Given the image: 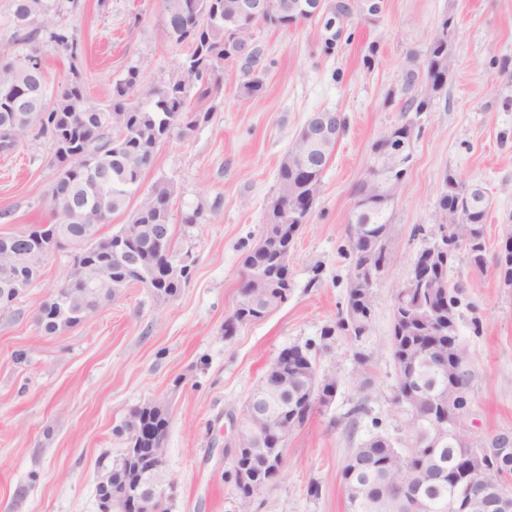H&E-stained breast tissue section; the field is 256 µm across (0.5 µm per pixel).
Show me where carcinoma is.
Here are the masks:
<instances>
[{"label":"carcinoma","mask_w":512,"mask_h":512,"mask_svg":"<svg viewBox=\"0 0 512 512\" xmlns=\"http://www.w3.org/2000/svg\"><path fill=\"white\" fill-rule=\"evenodd\" d=\"M234 0H162V22L166 37L176 43H188L189 53L180 63L176 74L157 92L146 94L141 101L124 100L126 89L133 94L140 91V68L131 65L125 77L117 82L112 91V103L100 107L88 102L78 75L65 82L55 98L47 94L42 75L32 69L29 61L37 52L4 63L0 68V129L18 125L37 131V135L49 140L51 162L56 176L48 189L53 223L37 224L35 228L46 236L55 225L67 221V212L76 210L78 222L92 224L95 230L106 223L113 214L123 210L129 198L139 190L142 173L153 162L160 143L176 135L188 137L196 127L208 118V113L198 111L193 98L204 99L217 93L220 77L213 64L224 59V39L227 36L226 5ZM47 0H13V19L17 31L28 40L35 33L31 26L46 14ZM437 42L426 58L424 73L414 70L406 73L405 85L410 90L428 78L436 67L437 56L448 52V35L436 34ZM46 45L55 51L74 52L77 40L64 28L49 32ZM331 153L324 157L310 156L295 159L290 168L278 169V186L288 181L294 183L299 193H304L305 171L323 170ZM465 184L454 176L443 180L438 198V213L450 217L456 211L462 216L456 229L464 235L474 228L477 237L486 238L488 201L474 194L462 193ZM175 195L169 182H158L145 193L133 212V223L150 228L167 230L168 239L174 240L171 224V203ZM389 203L359 214V223L366 226L365 241L375 244L377 232L387 223ZM153 247L152 239L144 237L133 244L122 242V232L99 237L96 258L112 265V281L122 288L143 283L147 270L132 260H121V252H138L147 255ZM254 255L253 262L262 273L273 274L280 263L274 253ZM187 262L181 278L157 280L153 283L154 294L164 299L175 297L189 279L196 258L191 251H184ZM32 284L34 278L25 272L10 276L0 274V306L13 302L14 282ZM460 287L448 283V287L431 292L419 289L415 300L421 305L436 306L440 303L459 304ZM58 304L50 300L41 304L37 323L50 335L64 329L58 317ZM432 344L438 351L453 356L455 351L465 350L460 342H452L448 335H433L428 329L412 323L398 337L392 350L393 359L405 353L419 356L416 377L421 385L448 390V372H436L426 362V347ZM281 363L288 372V395L303 397L312 377L302 371V361L293 355L280 353ZM406 405L413 420L415 434L406 441V448L399 450L390 443L381 446L369 439L353 449L362 460L355 468L345 462L341 475L346 490L347 512H502V476L512 474V459L508 462L478 463L471 449L453 441L442 448L424 447V434L429 420L433 419L432 407L420 397L408 399ZM419 467L431 472L422 487L414 490L421 498H393L390 491L406 468Z\"/></svg>","instance_id":"cac0c4a2"}]
</instances>
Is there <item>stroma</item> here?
I'll use <instances>...</instances> for the list:
<instances>
[{"label": "stroma", "instance_id": "1", "mask_svg": "<svg viewBox=\"0 0 512 512\" xmlns=\"http://www.w3.org/2000/svg\"><path fill=\"white\" fill-rule=\"evenodd\" d=\"M341 1L350 10L340 16ZM12 4L0 0V52L39 50L49 89L79 73L88 101L99 106L128 66H139L147 91L167 83L189 51L165 36L160 0H55L26 43ZM446 17L455 26L448 83L427 111L405 112V75L422 67ZM60 26L75 34L76 56L46 48L47 30ZM255 39L263 49L261 94L246 96L241 64H225L219 94L196 103L209 119L188 138L161 144L141 178L142 190L160 180L177 190L175 245L197 258L179 294L164 301L134 285L85 321L44 334L38 307L73 263L72 251L60 250L30 288L0 308V512H99L97 459L120 453L116 426L152 403L171 418L170 512H347L341 469L352 448L377 434L398 447L407 440L410 415L394 400L392 292L434 241L445 175L485 191L490 259L512 225V0H382L374 16L364 0H324L322 17L288 29L264 26ZM323 110L341 113L345 125L295 236L288 299L225 336L280 162ZM409 120L413 157L389 208L390 262L375 287L364 368L344 332L329 339L321 332L346 308L354 190L375 142ZM55 173L47 139L31 136L0 153V234L51 222L47 192ZM196 207L203 222L182 224L181 212ZM449 277L462 290L458 330L475 374L466 429L478 442L512 434V291L501 287L492 262L479 272L457 260ZM306 343L318 370L335 376L336 397L289 435L280 475L242 502L227 476L234 421L267 365ZM359 403L365 412L348 429L347 413Z\"/></svg>", "mask_w": 512, "mask_h": 512}]
</instances>
